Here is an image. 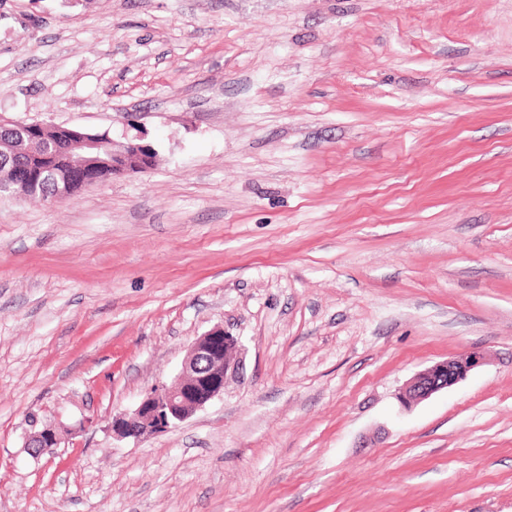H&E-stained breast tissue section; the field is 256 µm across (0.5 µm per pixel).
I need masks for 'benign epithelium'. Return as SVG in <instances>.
I'll use <instances>...</instances> for the list:
<instances>
[{"instance_id": "1", "label": "benign epithelium", "mask_w": 512, "mask_h": 512, "mask_svg": "<svg viewBox=\"0 0 512 512\" xmlns=\"http://www.w3.org/2000/svg\"><path fill=\"white\" fill-rule=\"evenodd\" d=\"M57 139L44 143L28 135L21 141L0 140V194L22 196L15 185L21 171H30L54 184L53 200L94 185L108 173L120 176L152 169V149L136 140L106 142L99 135L55 125ZM484 354L469 351L415 374L399 392L411 405L464 380L483 364ZM241 369L238 338L218 326L198 337L188 348L172 383L151 388L130 412L112 416L110 429L119 439L139 440L184 422L213 399L224 394L226 381ZM60 437L50 428L31 431L25 441L29 454L39 458L53 454Z\"/></svg>"}]
</instances>
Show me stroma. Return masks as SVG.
<instances>
[{
  "instance_id": "35a3bbf8",
  "label": "stroma",
  "mask_w": 512,
  "mask_h": 512,
  "mask_svg": "<svg viewBox=\"0 0 512 512\" xmlns=\"http://www.w3.org/2000/svg\"><path fill=\"white\" fill-rule=\"evenodd\" d=\"M0 119L157 152L0 198V512H512V0H0ZM217 326L243 378L113 437ZM484 360L483 353L469 351L437 363L415 374L399 392V399L403 405L409 406L440 390L448 389L464 380ZM59 443L60 437L53 428H34L28 434L24 447L27 448L31 456L39 458L46 454H53L54 448H58Z\"/></svg>"
}]
</instances>
